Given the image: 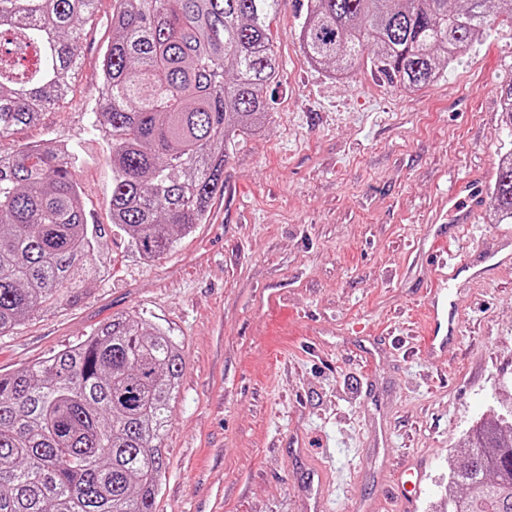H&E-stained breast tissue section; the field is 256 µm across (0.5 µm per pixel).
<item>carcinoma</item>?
<instances>
[{"instance_id": "1", "label": "carcinoma", "mask_w": 512, "mask_h": 512, "mask_svg": "<svg viewBox=\"0 0 512 512\" xmlns=\"http://www.w3.org/2000/svg\"><path fill=\"white\" fill-rule=\"evenodd\" d=\"M97 0H0V138L67 98ZM281 0H112L93 127L112 172V231L154 259L204 224L224 189L228 141L261 129L280 64ZM504 0H307L298 41L338 79L365 68L401 90L436 82L481 41ZM512 128V83L500 91ZM76 152L0 155V334L73 302L106 235L87 222ZM491 206L512 223V152ZM181 343L134 314L0 375V512H155ZM448 512H512V425L474 429L448 476Z\"/></svg>"}]
</instances>
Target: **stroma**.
<instances>
[{"mask_svg":"<svg viewBox=\"0 0 512 512\" xmlns=\"http://www.w3.org/2000/svg\"><path fill=\"white\" fill-rule=\"evenodd\" d=\"M305 4L282 0L269 121L229 145L207 222L153 260L107 235L79 304L0 335V373L119 313L182 343L156 512H304L318 465L336 479L325 512H348L417 464L427 477L416 512H435L473 428L512 412V270L461 284L447 379L421 346L399 359L387 348L423 306L438 198L470 174L490 194L512 151L497 93L512 80V22L412 92L311 66L295 36ZM111 37L112 0H98L71 96L0 138L4 156L46 140L80 151L87 220L106 226L111 172L90 127V78Z\"/></svg>","mask_w":512,"mask_h":512,"instance_id":"stroma-1","label":"stroma"}]
</instances>
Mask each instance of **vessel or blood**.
<instances>
[{
  "instance_id": "b4317fda",
  "label": "vessel or blood",
  "mask_w": 512,
  "mask_h": 512,
  "mask_svg": "<svg viewBox=\"0 0 512 512\" xmlns=\"http://www.w3.org/2000/svg\"><path fill=\"white\" fill-rule=\"evenodd\" d=\"M483 206V198L470 177L455 178L442 197L439 214L453 228L474 223ZM427 275L423 286L427 300L420 317L419 334L424 351L432 357H442L449 340L458 336L460 320L457 303L448 290L461 273L470 279L484 278L486 273L512 266V231L497 234L476 253L453 254L447 249L434 248L426 253Z\"/></svg>"
}]
</instances>
